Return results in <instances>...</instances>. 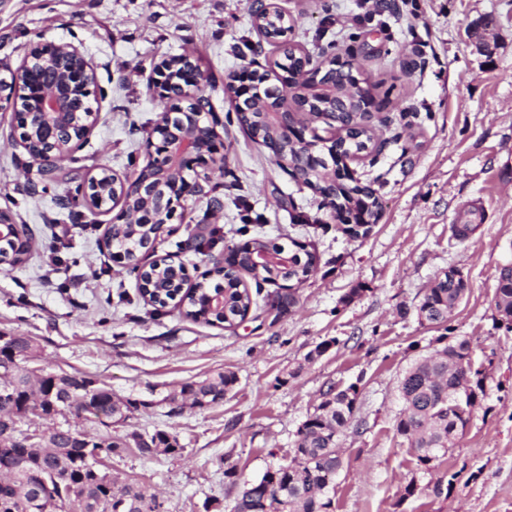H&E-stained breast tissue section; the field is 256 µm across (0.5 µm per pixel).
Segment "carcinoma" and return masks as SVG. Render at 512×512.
<instances>
[{"mask_svg":"<svg viewBox=\"0 0 512 512\" xmlns=\"http://www.w3.org/2000/svg\"><path fill=\"white\" fill-rule=\"evenodd\" d=\"M336 111V124L347 128V135L336 139V156L368 154L382 151L373 142L367 124L363 122L362 104L339 95L334 100H319L311 105L318 114ZM238 124L248 128L254 142L270 138L269 129L252 118L236 115ZM336 211L358 221L363 214L372 217L379 211L375 191L368 186L339 184L336 186ZM283 249L279 244L254 239L239 246L242 252L239 266L216 270L224 282V309L203 316L208 324L225 323L243 317L253 303L243 273L249 270L248 247ZM291 266L265 269L261 280L269 284L279 280H296L315 272L316 256L297 249H288ZM161 279L154 288L161 289L158 305L173 300V282L168 268L159 271ZM205 289L192 294H178V302L186 303L184 315L194 321L202 313L199 302ZM467 284L455 268L437 278L417 308L419 318L448 329V322L465 294ZM496 306L502 318L512 322V267L501 272L496 288ZM442 347L416 361L400 382L403 412L397 422L398 434L404 436L415 453L417 466L423 472L436 469L441 458L452 447L460 430L470 420L473 408L486 394L485 375L473 366L471 343L465 338L440 336ZM34 347L22 336L0 349L12 364L11 389L0 395V418L13 416L23 420L30 416L45 420L57 413L65 402L79 399L83 426L77 433L79 441L68 428L50 435L40 448H17L0 444V512H168L155 493L133 484L116 486L110 474L97 476L86 460L85 448L100 450L106 457L122 456L135 445L143 456L177 455L183 451L176 437L158 430L146 436L136 430L122 437L102 436L101 426L110 427L115 418L124 420L133 412L134 403L124 400L112 389L90 378L82 383L56 379L52 372L40 381L32 380L21 364L26 362ZM237 382L234 373L184 383L169 396L181 405L206 409L224 402V396ZM357 386L345 389L333 386L321 393V401L297 432L291 459L268 470L259 480L240 482L235 468L224 470L236 489L233 512H334L336 473L342 466L340 437L351 424L357 402ZM26 454L29 469L16 468L17 458ZM56 476L61 488L47 498L40 495L38 472Z\"/></svg>","mask_w":512,"mask_h":512,"instance_id":"obj_1","label":"carcinoma"}]
</instances>
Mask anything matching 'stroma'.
Here are the masks:
<instances>
[{
    "instance_id": "stroma-1",
    "label": "stroma",
    "mask_w": 512,
    "mask_h": 512,
    "mask_svg": "<svg viewBox=\"0 0 512 512\" xmlns=\"http://www.w3.org/2000/svg\"><path fill=\"white\" fill-rule=\"evenodd\" d=\"M278 2L294 21L292 44L311 64L326 51L361 64L376 108L374 139L385 144L378 161L348 162L380 200L371 230L343 232L314 190L228 121L229 74L253 60L270 71L282 57L270 42L254 56L261 41L249 0H0V66H19L41 39L78 46L96 75L83 159L64 163L47 192L29 194V156L10 113L0 111V210L34 238L23 263L0 268V333L30 337L38 365L91 377L135 402L112 434L177 437L181 456L145 458L133 449L108 462L120 481L158 493L169 512H232L225 468L256 480L293 457L321 393L352 384L358 398L340 439L335 512H512V325L495 302L500 271L512 266V0H387L383 10L363 0ZM488 14L499 28L483 50L472 28ZM184 52L206 75L219 120L225 169L212 180L224 209L212 216L207 197L189 201L155 254L184 263L197 282L227 247L260 230L312 246L317 270L278 319L267 315L270 284L232 329L154 308L131 267L112 259L105 233L113 212L73 223L56 204L101 170L126 175L147 164L144 141L165 108L151 81ZM472 206L477 228L456 241L450 227ZM211 229L214 248L182 250ZM451 267L468 286L452 333L470 340L486 395L443 459L441 471L456 480L439 497L435 476L417 469L395 425L404 371L438 347V329L416 308ZM326 340L331 348L315 355ZM220 372L237 376L223 405L170 415L173 390Z\"/></svg>"
}]
</instances>
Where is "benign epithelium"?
<instances>
[{
    "label": "benign epithelium",
    "mask_w": 512,
    "mask_h": 512,
    "mask_svg": "<svg viewBox=\"0 0 512 512\" xmlns=\"http://www.w3.org/2000/svg\"><path fill=\"white\" fill-rule=\"evenodd\" d=\"M282 12L276 0H252L253 19L270 17ZM336 64L351 73L343 93L354 98L369 99L370 90L361 70L350 57L336 56ZM318 68H305L292 77L282 75L270 95L261 98L264 106L261 117L274 130V142L266 146L271 157L288 174L303 181L302 171L315 168L324 172L320 196L330 202L329 211L336 212V183L351 179L349 166L320 168L315 148L319 138L309 121L304 101L313 97L336 98V85L322 79ZM258 73L245 66L235 73L227 84V93L234 109L250 114ZM95 72L81 50L68 42H32L23 62L8 69V76H0V111L7 108L13 114L19 139L28 146L34 139L41 140L47 149L32 156L40 170L56 171L66 158L65 140L75 127L90 132L94 110L89 104L93 95ZM203 73L189 53L165 62L156 72L153 88L157 96L172 102L158 115L151 134L146 138L145 149L149 163L140 171L119 177L108 175V182L101 183L102 175L88 178L85 204L93 210L112 204L121 206L112 225L138 224L149 229L148 235L136 248L117 250L112 258L127 266H135L144 273L148 264L141 262V255L154 251L156 240L166 231L179 208L186 202L205 194L201 173L223 159L224 144L218 137L214 124L204 121L213 115L208 98L198 92ZM194 171L196 176L187 177ZM0 241L29 250L32 244L24 225L0 210ZM289 257L283 253L264 250L253 254L254 272L265 268L286 267ZM19 443L25 448L43 444L47 437L40 430H21L16 418L0 421V441Z\"/></svg>",
    "instance_id": "obj_1"
}]
</instances>
